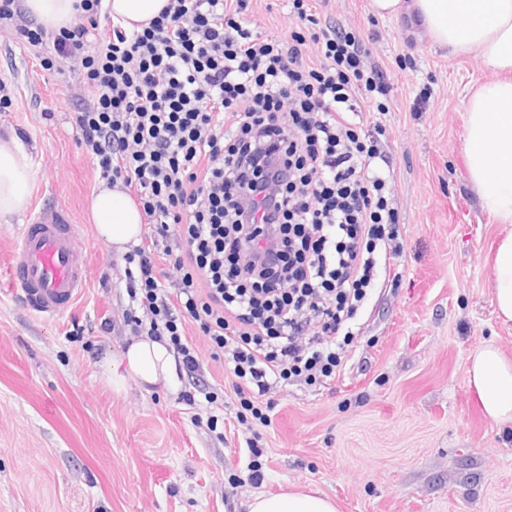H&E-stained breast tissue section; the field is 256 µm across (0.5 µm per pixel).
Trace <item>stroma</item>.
Here are the masks:
<instances>
[{"mask_svg":"<svg viewBox=\"0 0 512 512\" xmlns=\"http://www.w3.org/2000/svg\"><path fill=\"white\" fill-rule=\"evenodd\" d=\"M320 17L360 31L391 91L381 121L405 243L375 288L339 377L275 394L268 424L237 418L234 376L196 325L201 386L215 403L182 400L188 384L108 385L101 366L132 336L120 253L87 214L99 188L74 128L90 99L66 65L47 68L51 39L0 36V137L31 159L30 208L67 209L85 244L87 285L74 307L32 315L5 273L25 214L0 219V512H247L256 493L315 489L339 512H512V429L485 419L467 359L494 343L512 355L495 312L490 247L503 227L469 184L464 115L494 74L473 54L436 45L413 15L381 18L368 0H315ZM255 31L287 34L288 0H251ZM265 448L261 485L231 488Z\"/></svg>","mask_w":512,"mask_h":512,"instance_id":"obj_1","label":"stroma"}]
</instances>
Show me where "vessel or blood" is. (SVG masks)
Wrapping results in <instances>:
<instances>
[{
    "instance_id": "b4317fda",
    "label": "vessel or blood",
    "mask_w": 512,
    "mask_h": 512,
    "mask_svg": "<svg viewBox=\"0 0 512 512\" xmlns=\"http://www.w3.org/2000/svg\"><path fill=\"white\" fill-rule=\"evenodd\" d=\"M84 243L69 212L34 210L21 227L9 276L30 313L54 319L68 311L87 284Z\"/></svg>"
}]
</instances>
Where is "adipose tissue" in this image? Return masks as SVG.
I'll use <instances>...</instances> for the list:
<instances>
[{"label":"adipose tissue","instance_id":"1","mask_svg":"<svg viewBox=\"0 0 512 512\" xmlns=\"http://www.w3.org/2000/svg\"><path fill=\"white\" fill-rule=\"evenodd\" d=\"M168 0H105L115 23L132 29L148 23ZM422 24L433 40L455 53L476 54L498 74L469 100L463 136L468 179L480 208L505 229L494 245L491 281L498 319L512 323V0H415ZM30 198V160L13 139H0V218L26 209ZM92 223L117 251L138 242L144 218L122 190L101 188L89 200ZM175 360L166 343L143 336L131 342L118 364L107 365L109 385L134 381L142 386L169 384ZM487 420L512 426V356L488 344L474 350L467 369ZM248 512H338L320 492L287 490L257 494Z\"/></svg>","mask_w":512,"mask_h":512}]
</instances>
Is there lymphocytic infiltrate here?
Listing matches in <instances>:
<instances>
[{
	"instance_id": "lymphocytic-infiltrate-1",
	"label": "lymphocytic infiltrate",
	"mask_w": 512,
	"mask_h": 512,
	"mask_svg": "<svg viewBox=\"0 0 512 512\" xmlns=\"http://www.w3.org/2000/svg\"><path fill=\"white\" fill-rule=\"evenodd\" d=\"M249 0H169L148 26L99 30L78 0L53 51L87 86L73 121L108 187L134 193L164 248L124 256L132 335L166 341L188 373L197 324L233 367L240 406L340 374L379 270L404 253L381 142L389 85L360 33L288 0V36L255 34ZM173 257L177 288L158 278Z\"/></svg>"
}]
</instances>
